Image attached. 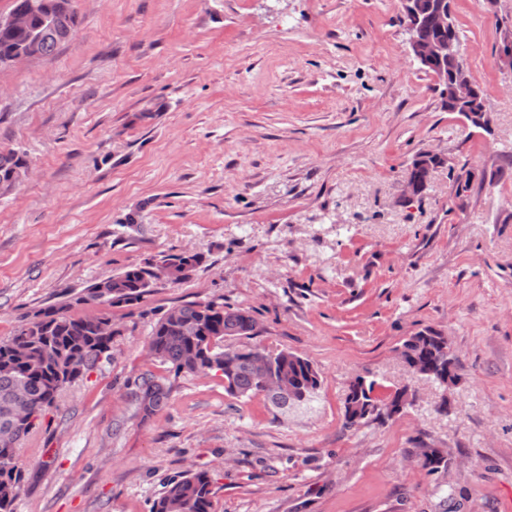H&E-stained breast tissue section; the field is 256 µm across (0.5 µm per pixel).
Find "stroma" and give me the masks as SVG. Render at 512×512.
<instances>
[{
  "mask_svg": "<svg viewBox=\"0 0 512 512\" xmlns=\"http://www.w3.org/2000/svg\"><path fill=\"white\" fill-rule=\"evenodd\" d=\"M72 37L0 66V339L63 291L185 250L202 265L113 308L112 357L19 443L14 512H150L208 471L214 512H506L512 504V0H453L491 132L443 108L400 0H77ZM442 157L407 202L412 160ZM469 187L457 192L460 171ZM249 311L229 345L288 350L320 388L279 409L149 358L190 302ZM433 328L457 378L399 348ZM162 379L142 419L125 384ZM408 385L400 415L343 427L355 376ZM447 412H439L440 403ZM420 448L448 467L426 474Z\"/></svg>",
  "mask_w": 512,
  "mask_h": 512,
  "instance_id": "stroma-1",
  "label": "stroma"
}]
</instances>
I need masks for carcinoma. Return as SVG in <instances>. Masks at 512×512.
<instances>
[{
	"instance_id": "1",
	"label": "carcinoma",
	"mask_w": 512,
	"mask_h": 512,
	"mask_svg": "<svg viewBox=\"0 0 512 512\" xmlns=\"http://www.w3.org/2000/svg\"><path fill=\"white\" fill-rule=\"evenodd\" d=\"M77 12L72 9L53 17L52 27L42 40V53L50 55L60 45L59 32H73ZM28 35L0 34V56L20 49ZM23 155L15 150L0 151V181L9 179L20 167ZM160 262L172 269L173 280L189 277L202 262L201 256L185 258L180 254L164 255ZM152 262L136 265L96 281L74 297L49 304L33 315L22 317L13 335L0 340V512H14V503L23 481L17 461V444L35 425L31 417H40L51 408L61 391L82 380L108 356L103 347L110 340L99 336L94 325L83 315L70 310L88 298L99 296L112 307L138 302L149 292L146 281ZM249 318L241 309L222 302L188 303L168 310L154 324L148 341L149 354L175 373L217 372L213 365H224V390L234 398H250L259 394L258 370L254 356L263 349L242 348L232 359H224L227 333L250 332ZM406 359L428 371L426 378L439 381L448 367V338L426 328L402 343ZM304 381L306 395L318 386L311 378L318 376L310 361L297 357L292 366ZM376 381L360 382L355 397L343 402V427L355 428L371 418L390 419L399 413L394 408L399 393H383ZM136 401H147L145 415L162 410L167 404L168 390L153 375L136 379L129 392ZM423 469L430 475L446 470V463L436 448H424ZM212 480L205 470H189L181 478L167 483L163 495L154 503L152 512H171V506L182 502L187 512H212Z\"/></svg>"
}]
</instances>
